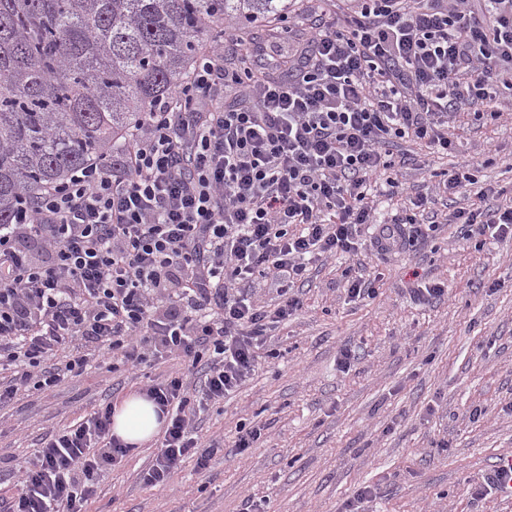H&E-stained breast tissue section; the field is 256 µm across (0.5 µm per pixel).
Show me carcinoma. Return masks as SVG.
<instances>
[{
    "mask_svg": "<svg viewBox=\"0 0 512 512\" xmlns=\"http://www.w3.org/2000/svg\"><path fill=\"white\" fill-rule=\"evenodd\" d=\"M295 0H0V225L103 162L186 79L225 17L288 19Z\"/></svg>",
    "mask_w": 512,
    "mask_h": 512,
    "instance_id": "cac0c4a2",
    "label": "carcinoma"
}]
</instances>
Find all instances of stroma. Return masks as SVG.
<instances>
[{"label": "stroma", "mask_w": 512, "mask_h": 512, "mask_svg": "<svg viewBox=\"0 0 512 512\" xmlns=\"http://www.w3.org/2000/svg\"><path fill=\"white\" fill-rule=\"evenodd\" d=\"M317 15L315 0H299L287 33L274 22L220 21L225 39L242 44L225 66L268 46L287 55ZM497 101L496 119L458 106L448 152L417 163L418 146L402 144L406 161L394 175L410 197L433 196L440 175L454 173L512 189V91L499 88ZM350 273L375 280L376 297L351 300ZM424 283L444 285V297L415 301L410 290ZM295 291L301 308L275 330L268 355L200 415L204 438L224 446L209 469L196 472L189 459L167 485L147 484L160 445L152 440L99 484L87 512H240L247 500L259 512H512L499 492L476 493L495 462L512 456V238L466 239L439 224L426 242L385 255L366 246L309 265ZM183 365L151 358L116 370L101 357L52 392L23 391L0 405V497L47 435ZM243 426L261 437L231 454ZM367 485L378 495L359 502Z\"/></svg>", "instance_id": "1"}]
</instances>
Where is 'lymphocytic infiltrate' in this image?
I'll list each match as a JSON object with an SVG mask.
<instances>
[{
    "instance_id": "f902f5d3",
    "label": "lymphocytic infiltrate",
    "mask_w": 512,
    "mask_h": 512,
    "mask_svg": "<svg viewBox=\"0 0 512 512\" xmlns=\"http://www.w3.org/2000/svg\"><path fill=\"white\" fill-rule=\"evenodd\" d=\"M357 2L309 28L285 77L256 79L226 68L223 46L205 51L108 162L74 170L0 225V366L17 368L0 402L82 372L91 353L57 362L77 339L131 367L175 355L204 381L193 395L179 373L145 386L166 420L146 479L168 484L189 458L207 469L219 446L191 419L246 381L257 349L298 311L306 257L350 253L364 226L385 254L426 237L407 212L376 223L369 190L397 188L398 142L448 148L457 104H493L512 72V0ZM228 83L244 94L218 106ZM453 221L469 239L512 237V205L462 208ZM37 249L49 260L35 262ZM258 275L277 287L275 311L242 288ZM113 410L46 440L0 512H85L131 451Z\"/></svg>"
}]
</instances>
